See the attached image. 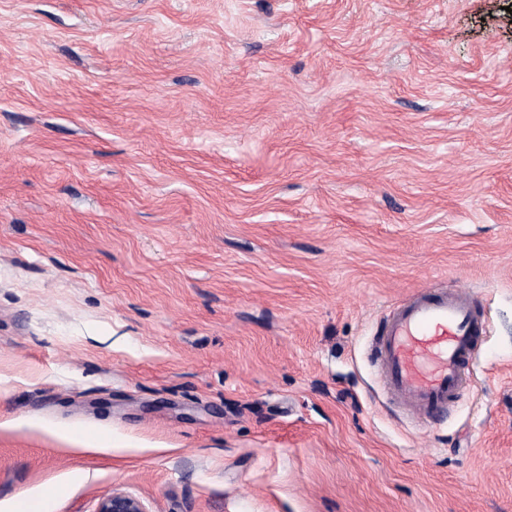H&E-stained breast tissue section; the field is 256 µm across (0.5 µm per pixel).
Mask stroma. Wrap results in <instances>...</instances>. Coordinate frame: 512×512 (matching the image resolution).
<instances>
[{"label": "stroma", "instance_id": "obj_1", "mask_svg": "<svg viewBox=\"0 0 512 512\" xmlns=\"http://www.w3.org/2000/svg\"><path fill=\"white\" fill-rule=\"evenodd\" d=\"M506 4L0 0V512H512ZM428 284L487 333L423 422ZM482 329L464 287L429 286L392 306L372 351L393 403L421 420L449 409L468 380ZM97 512H148V510L138 498L123 493H112L99 503Z\"/></svg>", "mask_w": 512, "mask_h": 512}]
</instances>
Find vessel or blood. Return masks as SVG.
Returning <instances> with one entry per match:
<instances>
[{
  "instance_id": "vessel-or-blood-1",
  "label": "vessel or blood",
  "mask_w": 512,
  "mask_h": 512,
  "mask_svg": "<svg viewBox=\"0 0 512 512\" xmlns=\"http://www.w3.org/2000/svg\"><path fill=\"white\" fill-rule=\"evenodd\" d=\"M482 329L464 287L429 286L392 306L372 351L393 403L421 420L448 409L468 380Z\"/></svg>"
}]
</instances>
